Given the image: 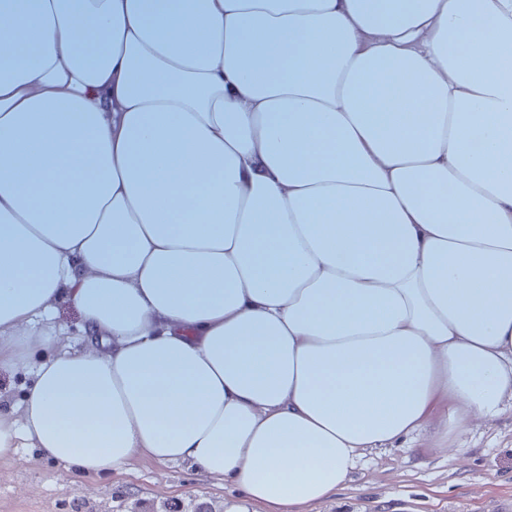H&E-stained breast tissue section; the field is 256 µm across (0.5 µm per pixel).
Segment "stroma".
<instances>
[{"label": "stroma", "instance_id": "1", "mask_svg": "<svg viewBox=\"0 0 512 512\" xmlns=\"http://www.w3.org/2000/svg\"><path fill=\"white\" fill-rule=\"evenodd\" d=\"M223 479L139 457L97 474L19 449L0 463V512H224ZM310 512H512V411L490 424L366 453L349 488Z\"/></svg>", "mask_w": 512, "mask_h": 512}]
</instances>
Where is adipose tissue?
Listing matches in <instances>:
<instances>
[{
    "label": "adipose tissue",
    "instance_id": "1",
    "mask_svg": "<svg viewBox=\"0 0 512 512\" xmlns=\"http://www.w3.org/2000/svg\"><path fill=\"white\" fill-rule=\"evenodd\" d=\"M1 362L0 461L224 512L512 409V0H0ZM52 320L65 332V336H61L63 344L73 348L83 346L85 339L81 333L82 319L75 305L68 301L58 303L52 311ZM23 376L15 373V371L8 365L1 364L0 366V394H1V408L4 412L17 410L21 403L22 398V382Z\"/></svg>",
    "mask_w": 512,
    "mask_h": 512
}]
</instances>
